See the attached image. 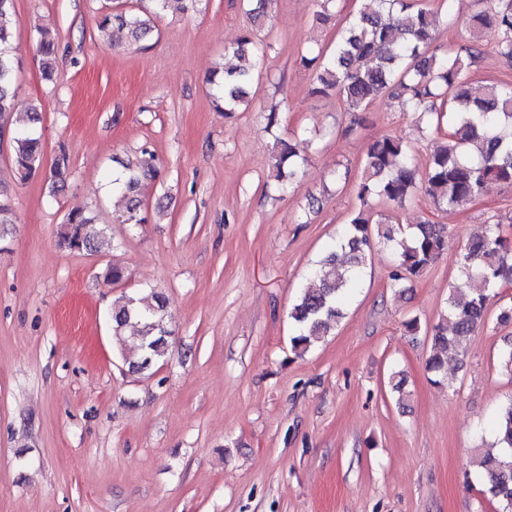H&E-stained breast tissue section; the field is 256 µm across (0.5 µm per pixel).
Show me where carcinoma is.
<instances>
[{"mask_svg":"<svg viewBox=\"0 0 512 512\" xmlns=\"http://www.w3.org/2000/svg\"><path fill=\"white\" fill-rule=\"evenodd\" d=\"M202 0H146L138 11L116 6L99 20L101 37L116 30L139 44L153 31L152 18L177 4L182 14L198 10ZM253 25L261 26L273 0H243ZM355 14L345 18L336 43L330 50H310L301 57L305 67L315 68L311 93L328 97L336 93L347 112H365L380 94L397 100L400 109L419 113L425 129L442 134L425 171L411 160L404 139L387 135L368 146L363 174L355 185L361 206L350 214L336 239L313 265L314 288L300 290L290 317L294 325L291 345L303 356L324 337L333 334L345 316L347 299L364 275L375 246L388 249L395 270L390 287H406L432 267L444 253L448 232L444 224H394L381 214L374 217L369 201L402 207L423 194L439 208H457L475 202L492 184L512 186V84H492L480 92L469 87L470 68L476 49L461 53L434 45V34L443 19L454 21L430 7L424 0H358ZM401 14L398 22L390 16ZM18 22L14 0H0V119L13 110L16 54L13 28ZM465 24L480 40H495L499 56L512 60V0H492L485 11ZM57 41L49 30H38V52L43 74L50 78L57 59ZM227 53L238 63L210 74L217 108L229 116L249 103L254 83L256 58L264 46L253 32L246 31ZM30 126L13 139V163L26 180L41 172L42 143L35 125L41 121L38 107L31 109ZM307 162L305 150L282 141L274 155L272 170L279 184L302 174ZM157 174L154 154L144 149L125 172L112 178L113 188L127 200L119 216L123 224H143L140 198L142 181ZM69 157L60 148L49 174L53 192L65 189ZM103 242L98 216L80 209L67 214L59 246L70 251H95ZM464 287H455L439 314L427 329L431 354L426 369L433 382H444L448 359L467 353V338L489 323L491 302L499 290L512 285V239L500 232L498 217L491 216L480 233L464 246L459 262ZM165 299L156 292H135L113 303L110 312L112 341L120 353L136 348L124 357L128 366L147 372L166 354L171 331L164 322ZM496 447L500 451L476 455L472 463L484 478L482 493L496 501L501 512H512V401L496 422Z\"/></svg>","mask_w":512,"mask_h":512,"instance_id":"carcinoma-1","label":"carcinoma"}]
</instances>
